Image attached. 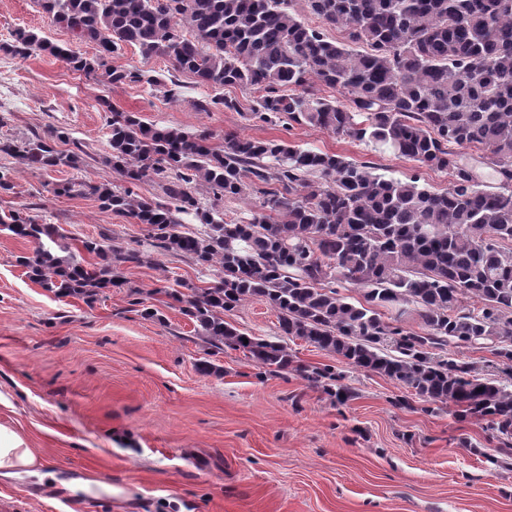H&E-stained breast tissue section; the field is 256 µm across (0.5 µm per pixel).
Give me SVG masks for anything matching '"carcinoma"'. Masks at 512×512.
Wrapping results in <instances>:
<instances>
[{
  "instance_id": "cac0c4a2",
  "label": "carcinoma",
  "mask_w": 512,
  "mask_h": 512,
  "mask_svg": "<svg viewBox=\"0 0 512 512\" xmlns=\"http://www.w3.org/2000/svg\"><path fill=\"white\" fill-rule=\"evenodd\" d=\"M305 2L345 41L297 19L289 0H37L53 23L95 43L96 56L22 30L0 49L21 58L44 52L104 83L156 84L139 69L109 64L131 45L145 59L169 58L202 86L263 91L249 107L252 120L284 116L449 172L448 190L434 193L415 177L387 180L335 153L235 134L214 144L112 111L107 163L124 186L107 181L91 190L148 225L152 246L214 272L209 286L180 281L186 292L168 293L199 323L211 353L238 350L270 375L292 366L287 344L224 321L240 302L262 300L284 336L384 375L424 402L452 403L460 416L485 421L496 452L511 457L512 389L446 352L488 345L512 375V0ZM316 83L345 101L309 93ZM196 106L241 111L224 96ZM55 137L74 149L58 151L37 136L0 150L28 165L80 169L82 144L65 131ZM150 176L166 182L165 200L134 196L133 186ZM258 184L267 186L262 212L248 222L228 224L201 207L204 193L218 201ZM184 215L208 231H184ZM0 224L17 235L42 233L21 211ZM83 249L106 264L64 266L41 247L25 264L57 295L90 298L96 288L121 285L112 267L144 263L136 247L95 240ZM342 281L362 288L365 303L340 296ZM467 299L478 306H464ZM409 303L422 332L382 321L380 309L400 317ZM296 370L336 402L347 400L335 367Z\"/></svg>"
}]
</instances>
